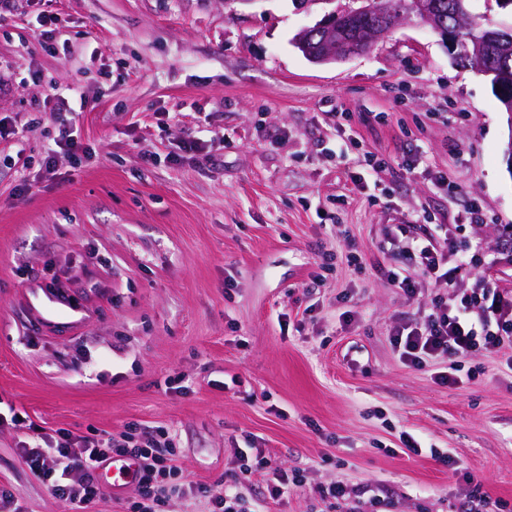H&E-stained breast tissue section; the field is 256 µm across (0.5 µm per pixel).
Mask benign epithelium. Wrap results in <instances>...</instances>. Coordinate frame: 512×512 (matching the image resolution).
<instances>
[{
    "label": "benign epithelium",
    "mask_w": 512,
    "mask_h": 512,
    "mask_svg": "<svg viewBox=\"0 0 512 512\" xmlns=\"http://www.w3.org/2000/svg\"><path fill=\"white\" fill-rule=\"evenodd\" d=\"M356 15H376L382 17L389 13L394 16V23L404 19H413L426 26H434L437 14L435 0H361V5L354 8ZM334 13L326 14L319 22L310 27H304L294 37V45L313 63H332L353 55L369 52L380 40L384 33L375 25H366L352 34L333 25ZM448 43L450 51L454 52L472 39L469 26L459 24L454 28L435 26Z\"/></svg>",
    "instance_id": "7a95c632"
}]
</instances>
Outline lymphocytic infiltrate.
I'll return each mask as SVG.
<instances>
[{"label":"lymphocytic infiltrate","mask_w":512,"mask_h":512,"mask_svg":"<svg viewBox=\"0 0 512 512\" xmlns=\"http://www.w3.org/2000/svg\"><path fill=\"white\" fill-rule=\"evenodd\" d=\"M407 259L412 272L391 269L386 273L405 303L416 309L413 317L398 320L391 330L400 361L417 369L437 368V380L451 385L459 384L461 378L440 370V363L447 360L457 368L463 359L503 352L507 366L512 367V281L499 275L495 261L481 263L476 256L458 250L444 224L413 239L407 246ZM474 267L479 274L473 286L455 287L457 273ZM426 284L435 287L434 296L425 297L422 287ZM178 454L175 433L163 426H130L105 437L63 431L53 436L40 431L20 450L29 470L49 484L57 499L82 508L100 496L96 469L117 457L138 464L137 495L126 512H165L172 498L189 494L205 501L207 512H252L238 483L263 475L268 497L275 501L288 485L303 482L299 471L274 468L262 449L253 448L238 451L233 486L217 491L180 481L175 465ZM316 491L331 512H362L366 503L385 512L390 506L388 499L367 485L335 481L317 486Z\"/></svg>","instance_id":"1"}]
</instances>
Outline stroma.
Wrapping results in <instances>:
<instances>
[{"mask_svg": "<svg viewBox=\"0 0 512 512\" xmlns=\"http://www.w3.org/2000/svg\"><path fill=\"white\" fill-rule=\"evenodd\" d=\"M322 16L299 0L0 10V415L24 419L0 428V484L22 512H71L19 455L33 427H169L180 475L218 489L239 449H265L306 476L272 512H321L313 489L331 481L375 485L392 512H449L477 486L512 504V369L478 355L448 386L403 365L389 330L406 306L380 273L407 267L397 227L424 220L512 280V117L415 22L309 62L293 38ZM54 84L86 104L58 108ZM62 121L92 154L57 155L51 175ZM189 135L203 154L182 151ZM59 288L76 323L41 317Z\"/></svg>", "mask_w": 512, "mask_h": 512, "instance_id": "35a3bbf8", "label": "stroma"}]
</instances>
